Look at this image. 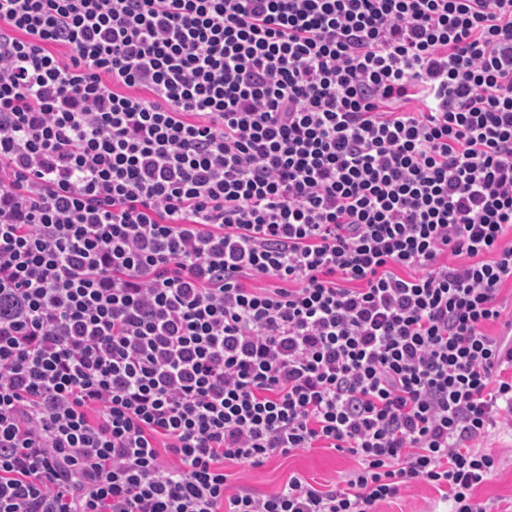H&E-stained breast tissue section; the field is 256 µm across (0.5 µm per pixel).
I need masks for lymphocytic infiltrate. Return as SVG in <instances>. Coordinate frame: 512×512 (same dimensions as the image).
<instances>
[{
    "label": "lymphocytic infiltrate",
    "instance_id": "obj_1",
    "mask_svg": "<svg viewBox=\"0 0 512 512\" xmlns=\"http://www.w3.org/2000/svg\"><path fill=\"white\" fill-rule=\"evenodd\" d=\"M510 284L512 0H0V512H492ZM357 466L350 456L326 448H313L278 457L260 468L247 464L226 463L231 474L229 492L246 487L256 492H272L283 485L290 474H300L313 485L338 484ZM438 491L426 483L403 487L399 495L376 506L377 512H432L438 502Z\"/></svg>",
    "mask_w": 512,
    "mask_h": 512
}]
</instances>
